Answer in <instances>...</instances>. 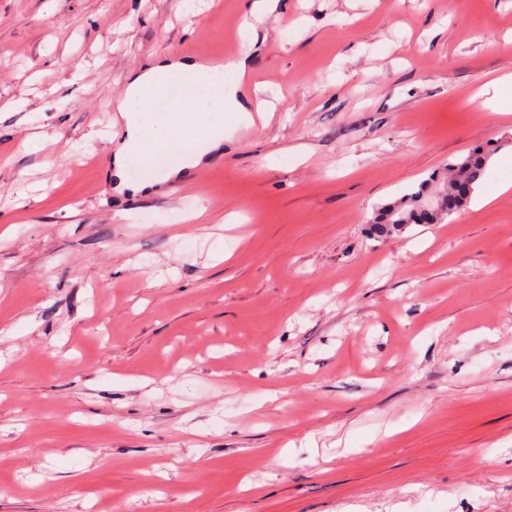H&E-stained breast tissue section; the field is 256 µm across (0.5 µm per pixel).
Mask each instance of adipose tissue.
Here are the masks:
<instances>
[{
	"mask_svg": "<svg viewBox=\"0 0 512 512\" xmlns=\"http://www.w3.org/2000/svg\"><path fill=\"white\" fill-rule=\"evenodd\" d=\"M198 69L196 63L166 57L148 68L128 74L123 96L116 102L117 112L127 116L125 131L120 145L112 154L110 166L118 192L135 194L149 187L145 181L137 184L127 181L125 171L134 159L157 161L166 167L168 176H180L197 167L202 160V152L194 148L196 142L206 141L214 148L219 146L220 140L213 136L211 124L197 113L183 109L169 116L166 133L157 142L147 141L141 124L128 114L130 103L144 91L163 92L173 74L179 72L190 76Z\"/></svg>",
	"mask_w": 512,
	"mask_h": 512,
	"instance_id": "ef3b65f1",
	"label": "adipose tissue"
}]
</instances>
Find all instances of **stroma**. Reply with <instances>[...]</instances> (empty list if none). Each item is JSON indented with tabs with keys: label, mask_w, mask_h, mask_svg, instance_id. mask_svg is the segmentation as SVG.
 Returning <instances> with one entry per match:
<instances>
[{
	"label": "stroma",
	"mask_w": 512,
	"mask_h": 512,
	"mask_svg": "<svg viewBox=\"0 0 512 512\" xmlns=\"http://www.w3.org/2000/svg\"><path fill=\"white\" fill-rule=\"evenodd\" d=\"M187 45L247 109L118 195L125 78ZM509 74L512 0H0V512H512ZM491 154L480 149H473L470 153L458 160L448 162L445 169L446 176L431 174L429 179L422 181L417 189L405 193L396 201L388 203L380 208L372 219L374 233L380 236H392L401 234L411 224H424L422 217H415V212H421V206L431 199V186L438 184L442 179L443 198L452 193L456 185L467 183L469 195L460 201H455V208L446 213H434L429 224H442L453 214L465 209L480 184L483 172L487 166Z\"/></svg>",
	"instance_id": "1"
}]
</instances>
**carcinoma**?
Segmentation results:
<instances>
[{
    "instance_id": "1",
    "label": "carcinoma",
    "mask_w": 512,
    "mask_h": 512,
    "mask_svg": "<svg viewBox=\"0 0 512 512\" xmlns=\"http://www.w3.org/2000/svg\"><path fill=\"white\" fill-rule=\"evenodd\" d=\"M490 153L474 149L458 160L448 163L446 176L433 174L422 181L419 186L402 195L396 201L380 208L372 219L374 233L380 236L401 234L412 224L422 223L421 218L415 216L422 205L431 199V186L442 183L443 196L452 193L456 185L465 183L469 187V196L455 202V208L446 213H434L432 223L441 224L453 214L465 209L471 201V195L480 184L483 172L487 166Z\"/></svg>"
}]
</instances>
